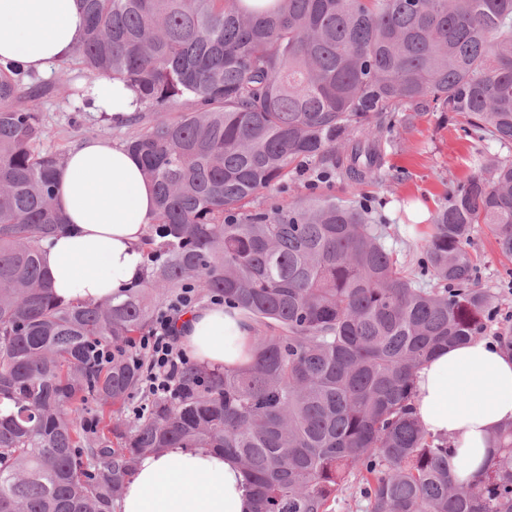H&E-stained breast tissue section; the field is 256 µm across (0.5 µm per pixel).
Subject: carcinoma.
Here are the masks:
<instances>
[{
    "mask_svg": "<svg viewBox=\"0 0 512 512\" xmlns=\"http://www.w3.org/2000/svg\"><path fill=\"white\" fill-rule=\"evenodd\" d=\"M75 59L137 94L126 142L152 184L143 280L119 302L52 294L38 244L65 224L64 157L41 148V87L0 63V512H116L145 454L205 443L243 468L251 512H512V424L474 483L411 416L415 372L500 311L471 251L512 259V157L479 154L401 261L365 201L253 206L293 167L355 192L382 179L380 125L450 112L512 147V0H82ZM182 106L173 119L163 108ZM252 333L242 366L187 363L147 395L137 341L183 288ZM112 351L100 361L96 350Z\"/></svg>",
    "mask_w": 512,
    "mask_h": 512,
    "instance_id": "cac0c4a2",
    "label": "carcinoma"
}]
</instances>
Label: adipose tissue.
<instances>
[{"label": "adipose tissue", "mask_w": 512, "mask_h": 512, "mask_svg": "<svg viewBox=\"0 0 512 512\" xmlns=\"http://www.w3.org/2000/svg\"><path fill=\"white\" fill-rule=\"evenodd\" d=\"M83 27L79 0H0V60L43 72L74 54ZM95 93L116 120L137 109L121 81L96 83ZM56 205L66 224L40 246L56 295L121 300L145 273V240L156 216L137 157L102 137L77 143L58 175ZM179 336L207 365L249 360L250 330L222 306L184 315ZM411 406L427 434L447 440L455 477L472 482L494 459L493 433L512 423V352L485 339L440 350L417 371ZM250 510L241 466L204 444L144 456L118 504V512Z\"/></svg>", "instance_id": "obj_1"}]
</instances>
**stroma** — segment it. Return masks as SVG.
Segmentation results:
<instances>
[{
  "instance_id": "1",
  "label": "stroma",
  "mask_w": 512,
  "mask_h": 512,
  "mask_svg": "<svg viewBox=\"0 0 512 512\" xmlns=\"http://www.w3.org/2000/svg\"><path fill=\"white\" fill-rule=\"evenodd\" d=\"M78 71L76 62H59L49 73L35 76L42 86L35 105L46 130L43 146L63 155L89 137L123 142L133 133L131 127L104 120L97 107L68 96L66 79ZM393 139L384 152L383 181L364 186L363 193L390 223L387 244L403 258L427 236L429 219L445 204L449 186L474 172L479 145L457 127L444 122L437 112L425 113L400 127ZM313 183L337 198L346 201L353 198L348 181L337 176L322 181L318 169L311 168L290 179V191L265 189L256 201L260 204L275 199L293 202L304 198ZM472 247L480 255L483 284L490 286L499 298L502 319L512 317V262L499 255L486 228L475 231Z\"/></svg>"
}]
</instances>
